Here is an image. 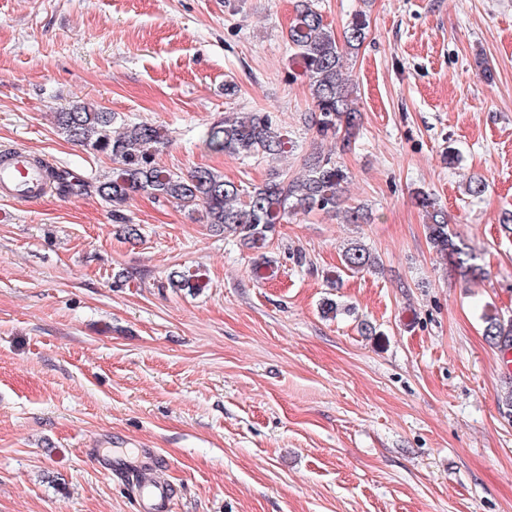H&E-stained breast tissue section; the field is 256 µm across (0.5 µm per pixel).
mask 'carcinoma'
Segmentation results:
<instances>
[{"label":"carcinoma","mask_w":512,"mask_h":512,"mask_svg":"<svg viewBox=\"0 0 512 512\" xmlns=\"http://www.w3.org/2000/svg\"><path fill=\"white\" fill-rule=\"evenodd\" d=\"M365 38L366 22L357 15L343 28L342 38H337L324 23L314 0H300L288 29V46L309 77L311 122L319 135L340 139L342 149L350 148L351 135L360 121L353 78L344 71L343 57L358 49ZM54 118L67 140L111 156L113 167L94 179L52 169L49 180L62 195L90 192L99 196L130 241L140 239L141 227L125 215V208L138 192L202 213L206 223L256 252L266 247L270 234L284 223L289 211L335 213L342 205L341 185L347 173L330 156L314 159L300 177L267 182L244 193L235 182L206 167L182 175L159 166L156 156L169 140L158 126L126 123L118 127L114 114L92 103L64 108ZM204 143L214 153L273 159L293 148L288 136L262 112L224 114L221 121L208 128ZM416 197L430 217L428 239L436 253L450 260L464 279L485 278L486 271L477 263L476 255L451 233L445 212L435 208L423 193H416ZM342 262L345 268L360 271L371 267L373 258L365 246L357 243L345 250ZM169 280L173 287L190 292L206 286L198 270L173 271ZM485 333L500 352L508 353L512 350V315L486 318Z\"/></svg>","instance_id":"cac0c4a2"}]
</instances>
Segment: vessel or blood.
<instances>
[{"label": "vessel or blood", "instance_id": "b4317fda", "mask_svg": "<svg viewBox=\"0 0 512 512\" xmlns=\"http://www.w3.org/2000/svg\"><path fill=\"white\" fill-rule=\"evenodd\" d=\"M41 167L35 155L13 151L0 158V198L25 201L42 195ZM87 454L100 468L116 475L139 474L140 484L133 493L139 512H171L173 488L153 479L160 460L145 450L134 454L108 453L100 448L88 449Z\"/></svg>", "mask_w": 512, "mask_h": 512}]
</instances>
